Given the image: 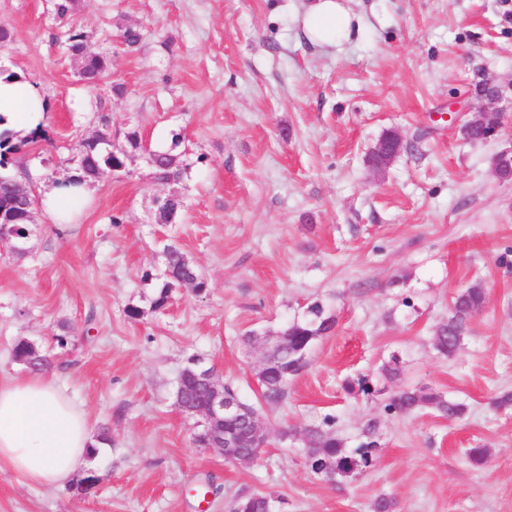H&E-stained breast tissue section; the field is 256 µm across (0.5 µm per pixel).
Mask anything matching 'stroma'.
<instances>
[{
    "mask_svg": "<svg viewBox=\"0 0 512 512\" xmlns=\"http://www.w3.org/2000/svg\"><path fill=\"white\" fill-rule=\"evenodd\" d=\"M304 2L74 0L61 17L56 0H0L11 35L0 76L37 83L49 104L44 140L9 173L43 195L78 173L76 143L103 131L128 155L125 173L89 182L77 223L38 207L28 239L0 241V377L25 374L13 348L27 340L109 438L85 494L81 478L40 487L1 463L0 512H228L242 492L276 512H371L381 494L395 512H512V408L491 406L512 391V180L493 170L512 148V0H344L362 26L336 47L304 37ZM128 30L137 45L123 43ZM74 32L108 61L98 85L78 74ZM485 75L506 87L501 127L474 143L461 128ZM388 131L403 149L377 174L367 158ZM171 148L187 169L163 183L149 153ZM171 194L185 211L158 223ZM172 243L207 288H178L157 311ZM474 285L485 304L443 356L435 330ZM314 303L335 327L287 399L265 403L259 339ZM394 355L402 372L389 384L380 367ZM193 358L258 408L268 444L251 466L199 445L201 417L175 407ZM361 378L372 396L345 390ZM398 386L467 410L387 414ZM328 417L347 448L376 443L366 471L334 483L311 471L304 440ZM475 447L491 451L484 466L468 459ZM209 482L216 494H194Z\"/></svg>",
    "mask_w": 512,
    "mask_h": 512,
    "instance_id": "stroma-1",
    "label": "stroma"
}]
</instances>
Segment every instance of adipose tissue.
<instances>
[{"label": "adipose tissue", "mask_w": 512, "mask_h": 512, "mask_svg": "<svg viewBox=\"0 0 512 512\" xmlns=\"http://www.w3.org/2000/svg\"><path fill=\"white\" fill-rule=\"evenodd\" d=\"M353 17L341 0H312L302 21L312 43L336 46L348 40ZM47 104L36 83L0 77V127L29 133L45 119ZM87 200L84 188L53 187L42 208L56 224H68ZM95 444L86 412L56 380L28 373L0 381V461L31 484L54 487L86 468Z\"/></svg>", "instance_id": "adipose-tissue-1"}]
</instances>
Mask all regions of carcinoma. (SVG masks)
<instances>
[{"label": "carcinoma", "mask_w": 512, "mask_h": 512, "mask_svg": "<svg viewBox=\"0 0 512 512\" xmlns=\"http://www.w3.org/2000/svg\"><path fill=\"white\" fill-rule=\"evenodd\" d=\"M107 68L103 56L97 55L86 60L80 77L94 84L99 81ZM108 134L102 132L91 144L81 140L75 145L80 159L81 175L75 182L82 184L89 179H97L106 173L121 168L127 154L113 153L104 149L108 144ZM19 146L13 143L9 131L0 134V206L11 201L14 185L17 179L5 172L12 161V155L17 153ZM153 169L162 181L178 180L186 166L181 156L170 151H154ZM166 270L162 283L158 287L153 309L165 307L171 298L173 289L188 283L201 294L206 289L205 281L198 271L187 262L184 253L174 244H169L164 250ZM485 304V292L479 287L468 288L453 299L451 314L448 321L441 324L433 337L434 348L443 356L453 355L460 347L463 332L470 318L477 314ZM335 319L324 315L323 307L315 303L309 306L306 317L294 319L281 332L284 345L273 349L269 355L271 367L259 378L262 398L268 403H280L287 398L288 376L285 371L292 368L303 352L309 351L315 342L332 331ZM13 355L16 361L27 365L32 371H39L47 366V359L41 356L34 346L27 341L18 342ZM195 360H190L180 374V392L182 399L188 404H201L205 401L207 390L205 384L194 374ZM419 408H430L443 416L458 418L466 411L465 404L447 399L444 395L433 390L429 392L416 389H401L389 395L385 411L393 415H404ZM311 438L324 445L326 456L313 457L309 460L311 470L316 474L330 476V470L336 469V476L348 477L362 472L371 463V449L375 442H366L359 448L347 449L343 439L334 431H326L320 427L309 429ZM268 497L261 493H242L231 503L229 512H269Z\"/></svg>", "instance_id": "obj_1"}]
</instances>
